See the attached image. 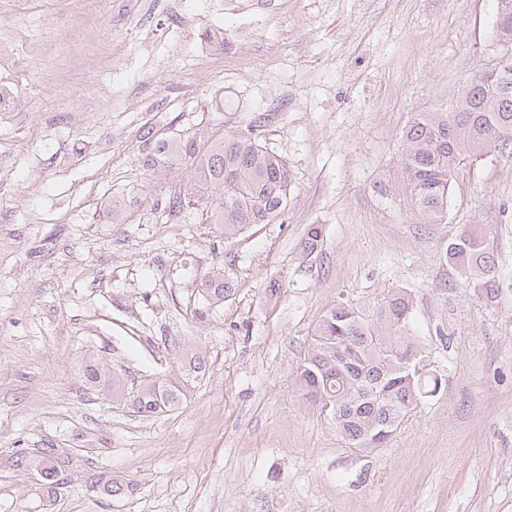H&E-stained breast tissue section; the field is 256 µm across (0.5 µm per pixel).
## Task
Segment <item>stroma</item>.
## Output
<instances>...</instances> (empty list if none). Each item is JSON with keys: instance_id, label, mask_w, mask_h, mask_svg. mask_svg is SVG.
I'll list each match as a JSON object with an SVG mask.
<instances>
[{"instance_id": "1", "label": "stroma", "mask_w": 512, "mask_h": 512, "mask_svg": "<svg viewBox=\"0 0 512 512\" xmlns=\"http://www.w3.org/2000/svg\"><path fill=\"white\" fill-rule=\"evenodd\" d=\"M69 2L0 0V81L20 99L0 112V512H512V162L461 163L442 224L413 222L400 166L413 114L448 111L502 56L495 0H91L85 25ZM255 112L292 173L282 222L226 239L166 220L184 168L147 167L145 135ZM482 224L491 300L445 256ZM219 262L235 293L208 308L196 279ZM395 289L441 386L356 448L294 378L330 308ZM187 347L206 374L178 411L82 383L86 353L162 376ZM50 447L73 461L49 506L9 458ZM99 471L134 492L93 494Z\"/></svg>"}]
</instances>
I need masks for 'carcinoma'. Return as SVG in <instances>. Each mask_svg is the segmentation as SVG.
Listing matches in <instances>:
<instances>
[{"mask_svg": "<svg viewBox=\"0 0 512 512\" xmlns=\"http://www.w3.org/2000/svg\"><path fill=\"white\" fill-rule=\"evenodd\" d=\"M492 33L511 52L508 65L486 70L464 89L448 112H416L402 135V190L409 212L419 224H442L448 216L450 178L465 160L495 158L512 161V0H496ZM268 115L253 114L247 130L208 132L179 139L148 141L146 165L157 161L186 165V180L165 198L162 213L181 218L194 210L206 224L231 238L255 224H270L285 212L292 181L281 155L255 136ZM492 226L463 229L448 245L447 260L464 276L475 296L493 299L501 275L491 249ZM235 293L225 268H214L198 279V294L217 306ZM413 299L395 291L369 314L348 302L329 309L317 325L297 370L301 396L329 408L336 426L353 444L376 447L427 398L439 381L431 371L410 380L404 365L423 362L425 350L409 334ZM198 353H184L178 377L117 373L93 355L83 367L86 389L111 398L115 408L141 415L173 412L205 375ZM70 455L57 448L17 452L11 465L38 476L40 488L52 499L63 485ZM89 488L112 497L128 495L134 484L100 472Z\"/></svg>", "mask_w": 512, "mask_h": 512, "instance_id": "1", "label": "carcinoma"}]
</instances>
